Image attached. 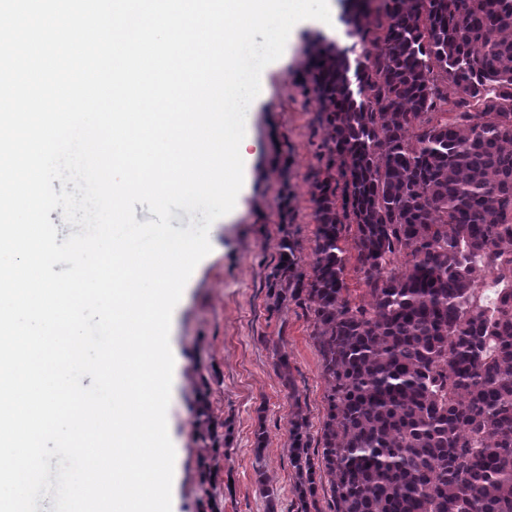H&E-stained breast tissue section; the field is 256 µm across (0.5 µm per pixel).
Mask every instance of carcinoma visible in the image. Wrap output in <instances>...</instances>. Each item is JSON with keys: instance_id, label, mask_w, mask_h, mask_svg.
<instances>
[{"instance_id": "1", "label": "carcinoma", "mask_w": 512, "mask_h": 512, "mask_svg": "<svg viewBox=\"0 0 512 512\" xmlns=\"http://www.w3.org/2000/svg\"><path fill=\"white\" fill-rule=\"evenodd\" d=\"M370 2L344 18L351 45L315 58L309 276L280 244V295L311 303L326 383L321 454L304 418L289 430L298 497L326 483L330 512H512V0Z\"/></svg>"}]
</instances>
